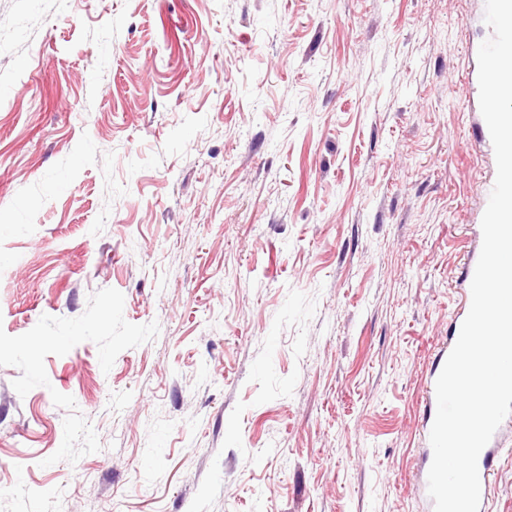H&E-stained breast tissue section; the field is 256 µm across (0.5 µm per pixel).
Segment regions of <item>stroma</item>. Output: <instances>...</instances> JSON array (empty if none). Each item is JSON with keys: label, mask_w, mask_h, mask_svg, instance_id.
Wrapping results in <instances>:
<instances>
[{"label": "stroma", "mask_w": 512, "mask_h": 512, "mask_svg": "<svg viewBox=\"0 0 512 512\" xmlns=\"http://www.w3.org/2000/svg\"><path fill=\"white\" fill-rule=\"evenodd\" d=\"M484 15L0 0V512H434Z\"/></svg>", "instance_id": "1"}]
</instances>
